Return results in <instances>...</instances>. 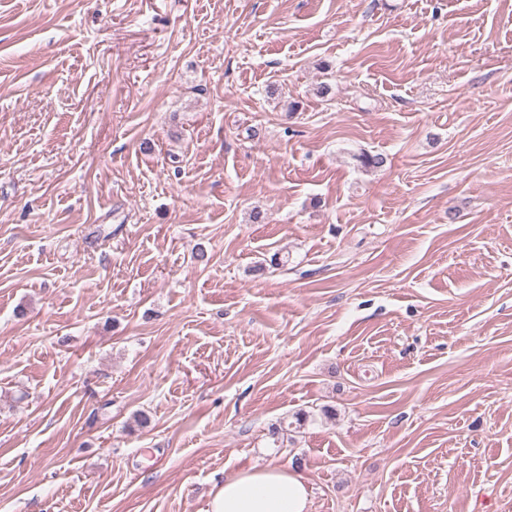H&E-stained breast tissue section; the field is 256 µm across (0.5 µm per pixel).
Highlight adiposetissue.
I'll use <instances>...</instances> for the list:
<instances>
[{
	"label": "adipose tissue",
	"instance_id": "1",
	"mask_svg": "<svg viewBox=\"0 0 512 512\" xmlns=\"http://www.w3.org/2000/svg\"><path fill=\"white\" fill-rule=\"evenodd\" d=\"M311 488L300 474L266 466L225 478L208 512H311Z\"/></svg>",
	"mask_w": 512,
	"mask_h": 512
}]
</instances>
